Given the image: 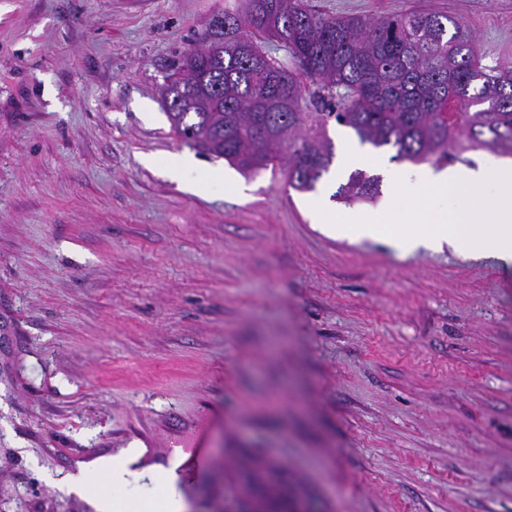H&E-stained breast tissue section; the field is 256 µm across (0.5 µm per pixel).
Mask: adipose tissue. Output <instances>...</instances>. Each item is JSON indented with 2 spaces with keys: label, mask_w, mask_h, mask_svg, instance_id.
I'll return each mask as SVG.
<instances>
[{
  "label": "adipose tissue",
  "mask_w": 512,
  "mask_h": 512,
  "mask_svg": "<svg viewBox=\"0 0 512 512\" xmlns=\"http://www.w3.org/2000/svg\"><path fill=\"white\" fill-rule=\"evenodd\" d=\"M143 449L127 448L117 457L103 456L90 462L76 463L75 467L57 480L56 485L66 495L76 496L88 503L93 512H114V494L124 485L125 467L138 461ZM108 480L112 484V494H102L95 486V478Z\"/></svg>",
  "instance_id": "obj_1"
}]
</instances>
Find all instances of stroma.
<instances>
[{"label": "stroma", "mask_w": 512, "mask_h": 512, "mask_svg": "<svg viewBox=\"0 0 512 512\" xmlns=\"http://www.w3.org/2000/svg\"><path fill=\"white\" fill-rule=\"evenodd\" d=\"M311 3L447 14L512 61V0ZM241 5L0 0V512H91L48 475L133 445L118 508L164 512L143 470L196 440L199 512H512V269L323 233L359 142L335 120L307 191L173 131L171 63Z\"/></svg>", "instance_id": "1"}]
</instances>
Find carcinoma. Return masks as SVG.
<instances>
[{
  "label": "carcinoma",
  "mask_w": 512,
  "mask_h": 512,
  "mask_svg": "<svg viewBox=\"0 0 512 512\" xmlns=\"http://www.w3.org/2000/svg\"><path fill=\"white\" fill-rule=\"evenodd\" d=\"M208 27L202 45L183 54L162 90L173 131L187 145L224 158L243 173L279 161L308 113L303 78L336 100L317 118L352 128L361 143L395 150L393 159L446 161L456 140L512 153V64H483L475 37L444 14L410 11L380 19L335 17L308 0H251ZM281 43L297 63L287 69L266 50ZM196 68L185 76L192 60ZM332 161L331 144L301 139L288 158L290 184L312 190ZM379 178L351 174L349 200L378 192Z\"/></svg>",
  "instance_id": "cac0c4a2"
}]
</instances>
